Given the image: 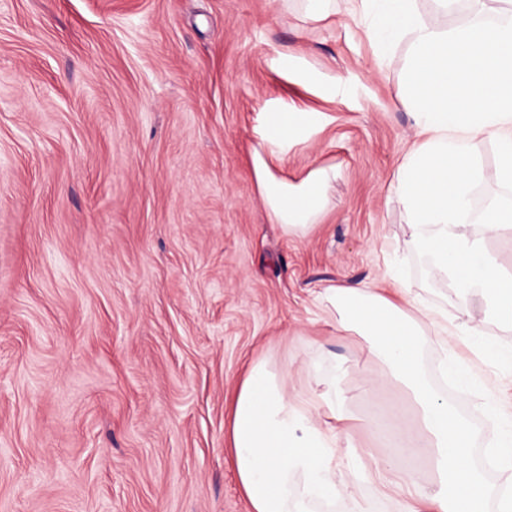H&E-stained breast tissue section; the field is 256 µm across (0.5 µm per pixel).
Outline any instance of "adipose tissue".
<instances>
[{
  "label": "adipose tissue",
  "instance_id": "obj_1",
  "mask_svg": "<svg viewBox=\"0 0 512 512\" xmlns=\"http://www.w3.org/2000/svg\"><path fill=\"white\" fill-rule=\"evenodd\" d=\"M319 123L316 112L276 110L262 113L256 130L257 190L269 221L288 235L307 233L325 210L335 170L321 166L292 184L276 165ZM393 286L391 297L366 285L328 294L341 326L369 336L371 351L410 393L415 418L378 427L390 454L350 466L347 481L337 482L336 450L349 437L346 391L332 384L289 395L286 375L275 374L266 359H253L235 391L226 434L250 512H313V501L354 498L358 485L373 480L394 487L392 512H486L484 474L471 455L472 428L456 405L437 394L421 363L423 336L447 342L448 315L427 306L406 281L394 279ZM326 413L332 423H323ZM424 458L434 476L428 488L414 478V466Z\"/></svg>",
  "mask_w": 512,
  "mask_h": 512
}]
</instances>
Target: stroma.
Returning a JSON list of instances; mask_svg holds the SVG:
<instances>
[{
	"mask_svg": "<svg viewBox=\"0 0 512 512\" xmlns=\"http://www.w3.org/2000/svg\"><path fill=\"white\" fill-rule=\"evenodd\" d=\"M0 0V512H248L224 445L247 363L352 391L356 447L407 407L331 287L399 275L457 324L485 299L415 252L395 171L414 139L411 52L382 59L355 0ZM290 56L292 69L281 59ZM335 85V95L325 88ZM324 115L281 169L332 166L303 236L269 223L262 112ZM512 409V373L426 337Z\"/></svg>",
	"mask_w": 512,
	"mask_h": 512,
	"instance_id": "35a3bbf8",
	"label": "stroma"
}]
</instances>
